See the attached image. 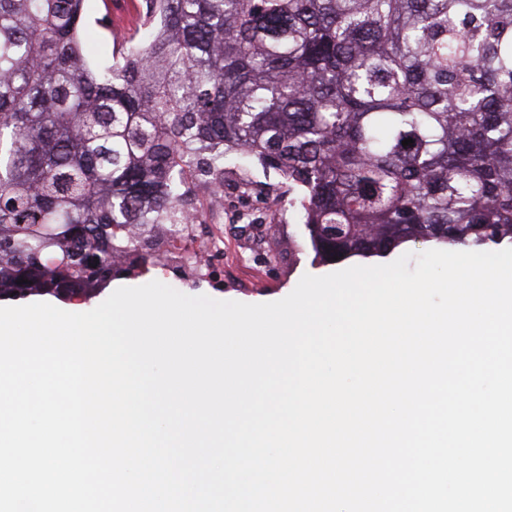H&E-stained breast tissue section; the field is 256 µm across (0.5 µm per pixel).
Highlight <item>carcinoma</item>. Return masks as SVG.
<instances>
[{"mask_svg":"<svg viewBox=\"0 0 512 512\" xmlns=\"http://www.w3.org/2000/svg\"><path fill=\"white\" fill-rule=\"evenodd\" d=\"M84 2L0 0V294L106 286L231 153L323 259L512 243V0H146L100 69Z\"/></svg>","mask_w":512,"mask_h":512,"instance_id":"1","label":"carcinoma"}]
</instances>
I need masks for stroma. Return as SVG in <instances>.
Returning a JSON list of instances; mask_svg holds the SVG:
<instances>
[{"mask_svg": "<svg viewBox=\"0 0 512 512\" xmlns=\"http://www.w3.org/2000/svg\"><path fill=\"white\" fill-rule=\"evenodd\" d=\"M104 11L102 0H86L87 43L86 60L96 65L106 61L108 46L120 44L125 36L143 27L145 0H112L111 31H102L97 20ZM221 190L225 199L236 201L241 192L252 191L260 199H277L285 186L278 172L263 169L252 163L242 166L236 175L193 181L188 187L193 209L202 211L201 228L220 225L224 235V267L221 272H210L195 267L185 260L171 257L159 261L153 249L143 248L146 271L142 274L123 273L114 276L113 286H141L157 280L190 296L206 295L218 300H235L243 303L273 302L290 294L303 275L323 276L340 270L337 262L318 263L310 249L294 247L300 235L296 215L288 208L277 207L271 229L283 248L276 264H269L266 254L249 231L250 223H263L264 213H251L249 218L208 214V198L213 190Z\"/></svg>", "mask_w": 512, "mask_h": 512, "instance_id": "35a3bbf8", "label": "stroma"}]
</instances>
